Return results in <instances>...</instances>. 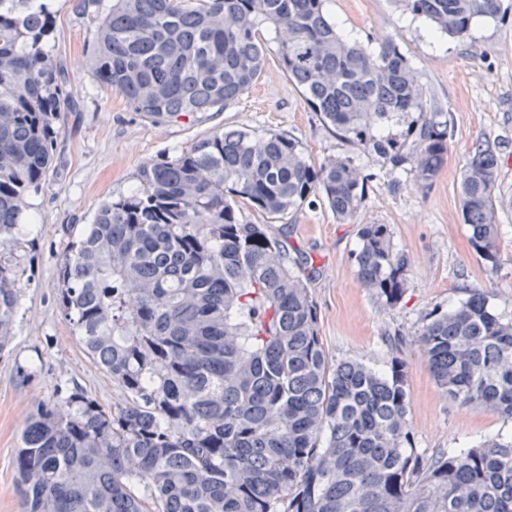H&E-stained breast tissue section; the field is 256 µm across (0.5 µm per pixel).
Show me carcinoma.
<instances>
[{
  "instance_id": "cac0c4a2",
  "label": "carcinoma",
  "mask_w": 512,
  "mask_h": 512,
  "mask_svg": "<svg viewBox=\"0 0 512 512\" xmlns=\"http://www.w3.org/2000/svg\"><path fill=\"white\" fill-rule=\"evenodd\" d=\"M96 21L100 87L155 119L222 112L275 61L336 135L429 188L448 121L391 41L340 34L328 0H71ZM450 37L501 0H395ZM43 0H0V350L27 288L17 254L30 194L50 170L63 107ZM274 38H269V35ZM497 145L461 172L463 221L496 266ZM370 175L317 163L284 132L216 130L144 163L103 203L60 268V304L87 357L122 393L76 387L37 404L15 458L24 512H512V435L426 456L413 446L403 359L381 372L338 360L319 336L305 269L272 230L319 199L356 217ZM253 207L268 219L244 217ZM357 278L383 305L409 287L386 224L358 231ZM420 346L443 393L512 420V320L472 291L434 310Z\"/></svg>"
}]
</instances>
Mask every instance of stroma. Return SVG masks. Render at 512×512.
<instances>
[{"instance_id": "35a3bbf8", "label": "stroma", "mask_w": 512, "mask_h": 512, "mask_svg": "<svg viewBox=\"0 0 512 512\" xmlns=\"http://www.w3.org/2000/svg\"><path fill=\"white\" fill-rule=\"evenodd\" d=\"M49 7L56 16L53 56L67 70L78 105L57 117L53 164L31 198L35 221L18 248L29 284L14 336L0 349V512H22L15 456L34 406L62 399L76 386L106 407L120 398L111 378L84 355L60 307L58 273L69 242L103 201L135 185L143 163L225 127L285 131L314 161L349 156L371 173L354 221H339L325 204L305 205L273 230L310 276L330 355L380 368L399 349L415 448L433 455L512 434V422L497 412L449 399L418 343L432 310H448L473 290L486 292L494 309L512 318V0H502L496 18L475 19L460 38L437 32L394 0H329L331 17L349 39L375 47L389 38L398 45L420 75L428 108L447 119V160L427 190L336 137L272 61L224 111L146 118L118 92L94 84L87 58L93 19L74 14L69 0H49ZM479 140L504 144L497 185L507 204L496 212L504 235L494 266L475 254L459 201L461 170ZM364 224L389 225L395 245L411 259L409 288L395 306H384L357 278V233Z\"/></svg>"}]
</instances>
